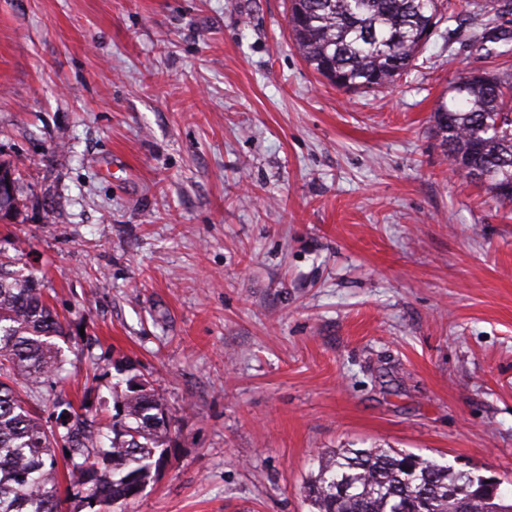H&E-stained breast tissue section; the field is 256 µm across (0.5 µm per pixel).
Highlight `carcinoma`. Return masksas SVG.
<instances>
[{
	"mask_svg": "<svg viewBox=\"0 0 512 512\" xmlns=\"http://www.w3.org/2000/svg\"><path fill=\"white\" fill-rule=\"evenodd\" d=\"M441 0H290L289 26L306 63L336 88L369 92L415 66L437 26ZM476 41L509 44L500 20L512 0H463ZM434 128L453 169L512 202V72L460 75L437 102ZM17 209L16 184L0 192V220ZM65 322L21 257L0 250V512H61L56 449L77 493L106 512L136 498L165 460L170 422L140 375L112 422L41 391L62 370ZM52 406V421L42 410ZM112 432L103 447V429ZM313 512H512L487 477L392 448H339L305 488Z\"/></svg>",
	"mask_w": 512,
	"mask_h": 512,
	"instance_id": "obj_1",
	"label": "carcinoma"
}]
</instances>
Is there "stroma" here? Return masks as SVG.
Masks as SVG:
<instances>
[{
    "label": "stroma",
    "mask_w": 512,
    "mask_h": 512,
    "mask_svg": "<svg viewBox=\"0 0 512 512\" xmlns=\"http://www.w3.org/2000/svg\"><path fill=\"white\" fill-rule=\"evenodd\" d=\"M448 2L414 70L348 93L296 50L289 0H0V249L66 323L54 391L111 418L126 361L171 421L114 512H310L339 448L512 497V205L432 122L512 53ZM5 170L7 173L13 175L10 166L5 163H0V171ZM11 180V183H10ZM1 183L3 186L9 185L10 188H5L0 192V220L12 218L17 209V199H16V184L15 178L12 176L6 175L3 171L0 172V186Z\"/></svg>",
    "instance_id": "35a3bbf8"
}]
</instances>
